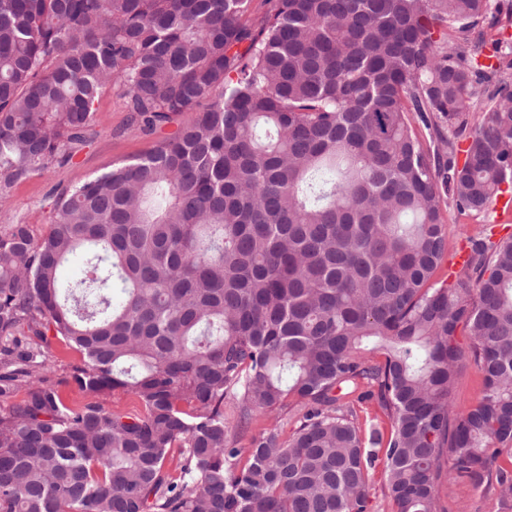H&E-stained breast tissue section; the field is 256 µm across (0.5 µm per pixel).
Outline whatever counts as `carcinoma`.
<instances>
[{"instance_id": "obj_1", "label": "carcinoma", "mask_w": 512, "mask_h": 512, "mask_svg": "<svg viewBox=\"0 0 512 512\" xmlns=\"http://www.w3.org/2000/svg\"><path fill=\"white\" fill-rule=\"evenodd\" d=\"M265 2L0 0V192L69 162L114 83L145 132L184 117L47 232L0 225V512H367L381 456L392 512H447L445 478L512 509V235L434 281L444 210L512 194V41L483 33L512 0ZM52 337L81 355L57 378ZM483 389V377L477 366L470 362L461 372L452 397L451 411L456 413L475 404ZM358 416V425L362 432L368 436L371 425L377 427L385 436L390 433L391 424L389 419L380 411L375 401L365 402L355 406Z\"/></svg>"}]
</instances>
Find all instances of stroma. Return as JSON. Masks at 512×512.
<instances>
[{
  "label": "stroma",
  "instance_id": "35a3bbf8",
  "mask_svg": "<svg viewBox=\"0 0 512 512\" xmlns=\"http://www.w3.org/2000/svg\"><path fill=\"white\" fill-rule=\"evenodd\" d=\"M125 87L116 84L105 89L96 104L97 122L88 142L65 165H54L31 175L27 180L0 193V220L31 225L39 233L46 232L52 202L62 190L81 184L112 165L129 162L153 149L173 133L177 125L170 122L154 132H141L132 121ZM448 227V247L456 249L462 237L481 232L485 224H494L496 237L512 234V219L501 222L497 210H490L480 222L444 212ZM441 507L447 512H500L491 496L483 489L458 479L441 480L438 485Z\"/></svg>",
  "mask_w": 512,
  "mask_h": 512
}]
</instances>
